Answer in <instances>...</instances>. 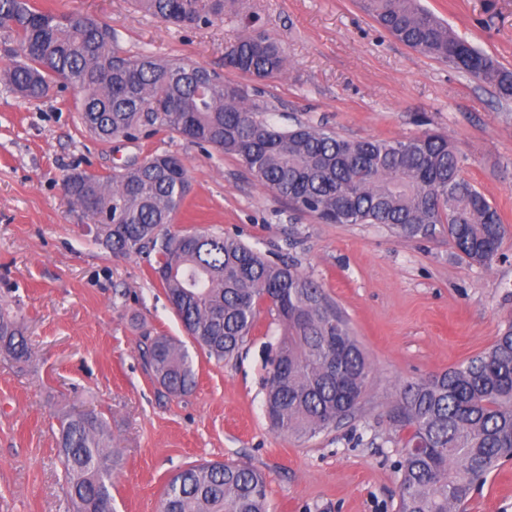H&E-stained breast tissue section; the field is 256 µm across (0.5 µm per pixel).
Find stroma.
<instances>
[{
	"label": "stroma",
	"instance_id": "obj_1",
	"mask_svg": "<svg viewBox=\"0 0 512 512\" xmlns=\"http://www.w3.org/2000/svg\"><path fill=\"white\" fill-rule=\"evenodd\" d=\"M449 28L512 70V0H421ZM95 19L123 55L222 71L266 102L271 121L323 125L349 139L430 128L466 157L465 175L499 209L501 256L485 268L446 237L403 239L382 224H322L260 185L234 158L165 130L104 142L83 128L72 87L28 102L0 85V305L25 318L31 363L0 358V512H72L62 489L57 417L101 413L123 457L116 512H159L169 477L208 460L267 478L268 512H397L400 386L489 348L512 320V99L390 36L356 0H238L221 21L179 27L133 0H39ZM264 31L283 42L282 75L225 68L230 45ZM181 156L191 191L173 225L239 239L318 281L372 364L361 410L309 441L271 430L263 388L283 333L270 314L224 362L193 351L197 385L165 395L139 353L143 332L186 340L145 259L115 257L62 190L72 170L104 175L156 154ZM458 512H512V461Z\"/></svg>",
	"mask_w": 512,
	"mask_h": 512
}]
</instances>
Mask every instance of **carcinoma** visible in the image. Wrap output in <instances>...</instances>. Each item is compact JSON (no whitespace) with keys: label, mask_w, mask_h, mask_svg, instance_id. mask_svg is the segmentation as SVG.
Listing matches in <instances>:
<instances>
[{"label":"carcinoma","mask_w":512,"mask_h":512,"mask_svg":"<svg viewBox=\"0 0 512 512\" xmlns=\"http://www.w3.org/2000/svg\"><path fill=\"white\" fill-rule=\"evenodd\" d=\"M165 21L208 25L227 0H135ZM364 9L407 47L447 61L512 97V71L451 29L419 0H362ZM0 33L24 59L0 82L27 101L61 83L81 95L79 117L102 140L165 128L235 157L263 186L323 224H384L404 238L448 235L459 258L489 267L504 236L497 208L464 175L445 135L349 140L325 126L288 129L265 116L266 103L238 92L224 74L180 60L112 52V33L94 20L56 14L31 0H0ZM278 41L247 34L224 66L259 78L285 71ZM67 197L94 223L95 241L114 256H155L153 273L193 345L222 362L259 328L261 312L283 327L271 361L265 409L280 435L311 439L352 417L371 364L348 320L324 288L294 266L271 263L236 238L172 229L190 192L176 155L151 156L110 175H67ZM144 368L173 396L196 385L186 346L141 336ZM0 353L25 365L33 352L24 318L0 307ZM407 431L398 512H452L512 458V321L486 350L457 367L404 384L391 410ZM58 456L74 512H110L122 465L104 418L59 419ZM160 512H267L266 477L248 464L204 461L168 480Z\"/></svg>","instance_id":"1"}]
</instances>
